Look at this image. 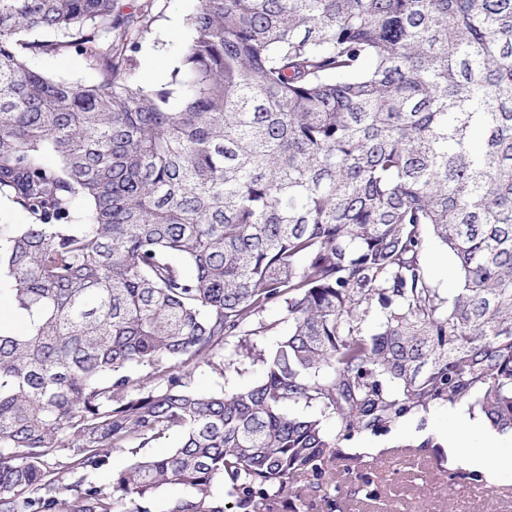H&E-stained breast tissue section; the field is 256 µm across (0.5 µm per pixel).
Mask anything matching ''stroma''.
I'll return each instance as SVG.
<instances>
[{
  "mask_svg": "<svg viewBox=\"0 0 512 512\" xmlns=\"http://www.w3.org/2000/svg\"><path fill=\"white\" fill-rule=\"evenodd\" d=\"M196 5L197 0H155L154 22L137 53L139 83L156 88L170 83L179 64L184 22ZM29 64L75 85L94 80L75 55L36 56ZM424 271L442 295L452 293L457 283L454 262L436 240L426 244ZM223 355L231 367L218 371L200 366L193 379L196 389L228 391L261 377V363L237 357L234 345H225ZM461 417L477 420L481 414L466 403L438 405L388 430L355 435L335 463L336 509L313 495L310 512H512V445L502 449L496 475L474 484V472L450 463L446 451L447 428ZM426 439L431 447H423Z\"/></svg>",
  "mask_w": 512,
  "mask_h": 512,
  "instance_id": "35a3bbf8",
  "label": "stroma"
}]
</instances>
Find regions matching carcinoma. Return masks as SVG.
Returning a JSON list of instances; mask_svg holds the SVG:
<instances>
[{
  "label": "carcinoma",
  "instance_id": "cac0c4a2",
  "mask_svg": "<svg viewBox=\"0 0 512 512\" xmlns=\"http://www.w3.org/2000/svg\"><path fill=\"white\" fill-rule=\"evenodd\" d=\"M153 3L0 0V512H307L356 433L512 432V0H198L174 91L134 81ZM272 306L261 378L193 387ZM29 65L41 73L72 84H89L95 80L93 72L88 70L80 57L36 56L29 59ZM424 258V271L428 280L443 296L451 294L457 283L451 256L434 238H430L425 247Z\"/></svg>",
  "mask_w": 512,
  "mask_h": 512
}]
</instances>
